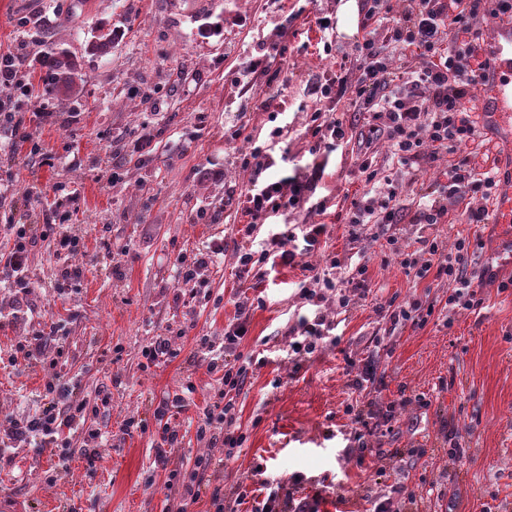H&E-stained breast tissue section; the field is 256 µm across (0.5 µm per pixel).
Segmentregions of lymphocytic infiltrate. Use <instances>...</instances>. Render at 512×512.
<instances>
[{
	"label": "lymphocytic infiltrate",
	"instance_id": "lymphocytic-infiltrate-1",
	"mask_svg": "<svg viewBox=\"0 0 512 512\" xmlns=\"http://www.w3.org/2000/svg\"><path fill=\"white\" fill-rule=\"evenodd\" d=\"M512 18V0H364V11L357 32L337 69L318 77L310 88L312 108L308 132L313 140L311 154L333 151L346 138L343 116L337 115L341 99H349L353 111L367 114L373 130L386 138L390 158L396 159L407 172L422 171L448 165V182L443 187L441 202L418 200L411 218L415 224H444L450 213L458 211L467 223L484 224L488 212L483 200L495 192L499 176L495 170L477 171L470 164L467 148L477 138L478 122L473 119L467 101L473 96L476 71H489V64L473 69L472 62L484 41L487 18ZM21 85L13 55L0 56V121L21 128L23 116L15 110V90ZM370 188L365 200L355 203L349 219L351 237L366 224L388 226L397 223L403 187L390 176L371 170L367 176ZM316 190L315 177L286 176L275 181L252 180L239 193L237 207L247 218L239 235L251 237L256 226L279 213L282 208H299L307 204ZM57 210L47 213L53 221L54 254L59 286H70L77 280L81 267L74 258L81 249V239L58 224ZM13 244L4 263L0 284L14 294H27L31 286L29 258L38 243L34 229L27 224L10 227ZM326 232L325 225L312 224L302 238L282 230L272 233L264 249L240 248L237 253L239 278L250 275L264 277L266 266H291L299 251H312ZM304 247H297V240ZM386 246L405 271L423 278L435 275L447 282L449 309L474 314L484 307L481 288L489 274L487 268L475 269L471 263V238L456 236L452 245L434 239L420 238L414 252H405L397 236L386 238ZM337 259L328 267L314 271L308 284L300 289L302 298L316 311L313 318H301L300 336L288 344V354L295 363L321 350L332 323L324 312L326 302L349 306L352 296L365 281V267L358 266L349 274L347 287H338L332 275ZM255 300L239 291L235 316L224 329V343L214 346L209 337H201L210 360L207 370L216 375L217 393L210 399L195 426L196 438L209 448H220L225 459L240 453L247 437L239 421L236 398L243 390L253 364L242 357L237 348L248 332ZM379 365L372 357L347 358V386L353 399L346 407L355 427L352 448L345 454L364 465L367 456L383 461L398 456L395 448L386 447L384 438L396 416L397 406L410 404L411 398L400 395L398 401L376 405L370 397L381 383ZM193 383H186L180 394L163 398L154 410L160 420V437L156 450L159 461H166L167 451L180 440L169 420L173 413L185 408L194 393ZM49 401L43 410L25 419L8 420L5 436L23 441L28 436L40 437L44 446L53 448L58 458L69 457L70 443L64 437L84 418L86 404L75 396V389L54 381L46 385ZM213 464L208 455L196 456L191 468H172L166 472L165 487L169 492L166 512H188L199 499L203 480ZM320 494L302 491V479H283L268 474L266 465L254 468L253 477L236 482L231 489L215 487L210 494L208 512H319Z\"/></svg>",
	"mask_w": 512,
	"mask_h": 512
}]
</instances>
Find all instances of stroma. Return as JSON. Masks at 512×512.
Instances as JSON below:
<instances>
[{
  "label": "stroma",
  "instance_id": "1",
  "mask_svg": "<svg viewBox=\"0 0 512 512\" xmlns=\"http://www.w3.org/2000/svg\"><path fill=\"white\" fill-rule=\"evenodd\" d=\"M346 0H0V55L20 59L17 92L20 111L29 113L21 141L11 125L0 124V253L11 245L12 224L41 225L55 202L83 240L77 257L84 272L69 289H55L56 266L46 246L31 256L33 287L24 304L33 315L13 312L12 295L0 300V421L39 413L45 385L53 375L75 383L88 405L109 389L108 411L87 414L69 440L71 455L59 460L38 438L0 453V496L22 502L26 512H164L165 472L155 462L157 403L179 393L186 382L196 388L185 411L171 424L184 432L172 448L170 466L192 465L211 453L215 466L209 484L190 512H207L213 487L250 477L256 464L283 478L301 475L326 490L321 512H364L360 489L403 482L421 500L422 512H512V295L494 283L483 289L480 315L449 313L447 283L434 276L406 274L386 252L385 239L417 249L419 237L452 242L466 230L455 225L412 223V210L392 226H365L359 241L349 238L352 201L361 200L366 175L360 165L386 162L384 140H371L369 126L356 120L350 144L312 157L307 135L311 83L336 61L319 53L321 34L315 16L322 9L336 17V46L347 49L357 17H344ZM120 27L124 35L105 56L90 55L87 45L99 22ZM287 39L285 62L273 63L251 79L247 93L233 80L258 46ZM69 51L80 63L81 92L57 94L39 59L47 44ZM282 91L286 110L278 117L249 109L251 98ZM243 120L247 133L273 141L275 128L289 132L272 153V167L243 168L246 140L225 142V128ZM485 145L471 156L478 169L512 171V131L495 118L485 120ZM148 134L143 152L129 150ZM325 172L314 201L326 214L288 209L258 225L256 239L291 225L325 223L327 234L294 267H276L253 282V309L243 354L266 352L268 365L253 366L236 399L248 439L238 457L206 449L188 426L215 393L208 356L198 344L207 336L223 342L235 314L233 302L243 285L236 275L237 233L245 219L236 198L253 178L277 180L313 162ZM224 242V257L204 272L209 298H191L178 280V258L214 239ZM118 255L117 266L103 265L105 250ZM478 266L512 276V228L488 223L471 243ZM336 256L342 266L364 264L365 291L347 308L329 309L336 342L301 368L285 359L288 331L314 306L301 299L304 265H324ZM434 303L421 327L392 325L389 304L412 300ZM53 324L58 339L46 361L11 364L17 344L40 325ZM185 328L175 339V358L143 368L142 351L167 330ZM373 356L385 385L372 398L397 399L399 387L424 396L426 406L398 408L390 437L400 456L386 468L357 466L343 450L352 425L345 413L351 401L346 356ZM145 432L125 433L128 419ZM110 432L94 459L83 454L93 429ZM467 446L463 460L449 459L450 436ZM442 482V498L427 497L431 482Z\"/></svg>",
  "mask_w": 512,
  "mask_h": 512
}]
</instances>
